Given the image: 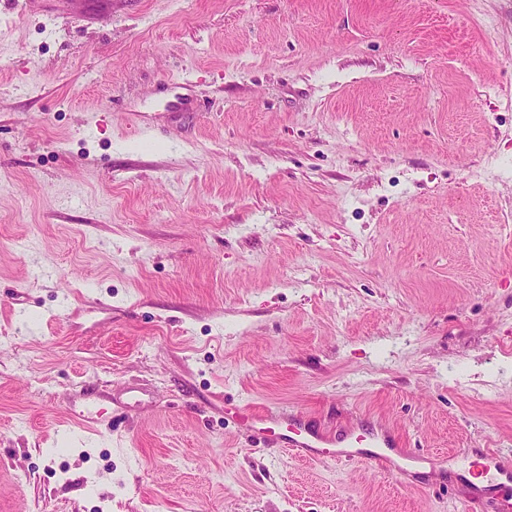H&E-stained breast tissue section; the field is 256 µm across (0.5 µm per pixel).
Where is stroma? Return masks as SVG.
Listing matches in <instances>:
<instances>
[{
	"label": "stroma",
	"instance_id": "35a3bbf8",
	"mask_svg": "<svg viewBox=\"0 0 512 512\" xmlns=\"http://www.w3.org/2000/svg\"><path fill=\"white\" fill-rule=\"evenodd\" d=\"M455 448L512 459V0H0V512H466ZM304 432L305 436L300 439L288 436V434H284V437H280L287 446L285 449L302 458L319 459L321 455H325L336 459V461L345 462L353 460H384L388 463L390 469L393 467L392 461L388 460L385 456L379 453H370L363 448H356L361 445L362 440L360 438H356L354 442L350 443L349 448H335L336 444L329 438L323 435L314 436L307 432L305 427Z\"/></svg>",
	"mask_w": 512,
	"mask_h": 512
}]
</instances>
